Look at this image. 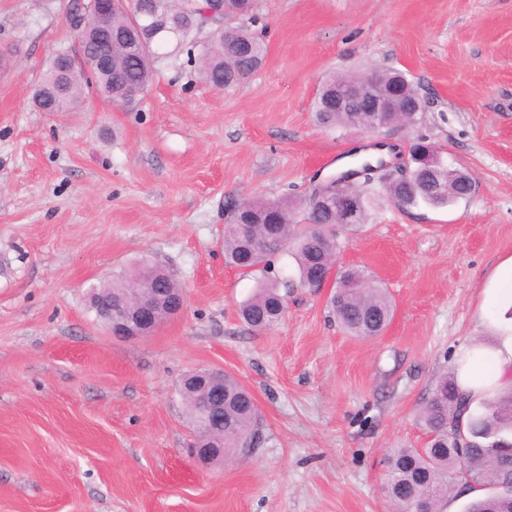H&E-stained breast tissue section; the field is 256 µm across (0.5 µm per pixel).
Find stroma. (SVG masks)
<instances>
[{
  "mask_svg": "<svg viewBox=\"0 0 512 512\" xmlns=\"http://www.w3.org/2000/svg\"><path fill=\"white\" fill-rule=\"evenodd\" d=\"M73 0H0V512H389L381 460L424 447L419 413L458 346L485 340L479 302L512 256V0H257L267 54L218 90L185 54L159 59L127 106L32 103L51 55L75 45ZM404 71L419 125L374 136L318 125L325 77ZM418 135L476 182L448 207L380 188L341 231L337 270L372 273L394 314L347 336L331 288H291L258 332L238 314L252 277L224 262L234 199L299 200L351 153ZM186 292L140 340L96 320L93 287L140 260ZM221 368L253 394L263 437L202 470L176 385Z\"/></svg>",
  "mask_w": 512,
  "mask_h": 512,
  "instance_id": "obj_1",
  "label": "stroma"
}]
</instances>
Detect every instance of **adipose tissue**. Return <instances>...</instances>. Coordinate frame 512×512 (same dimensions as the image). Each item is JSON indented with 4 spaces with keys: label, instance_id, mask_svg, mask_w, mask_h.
Listing matches in <instances>:
<instances>
[{
    "label": "adipose tissue",
    "instance_id": "adipose-tissue-1",
    "mask_svg": "<svg viewBox=\"0 0 512 512\" xmlns=\"http://www.w3.org/2000/svg\"><path fill=\"white\" fill-rule=\"evenodd\" d=\"M506 304L512 305V257L498 265L482 292L479 312L490 343L463 346L455 359L456 382L476 405L512 387V323L495 312Z\"/></svg>",
    "mask_w": 512,
    "mask_h": 512
}]
</instances>
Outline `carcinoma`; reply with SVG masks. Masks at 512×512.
Here are the masks:
<instances>
[{"label": "carcinoma", "instance_id": "obj_1", "mask_svg": "<svg viewBox=\"0 0 512 512\" xmlns=\"http://www.w3.org/2000/svg\"><path fill=\"white\" fill-rule=\"evenodd\" d=\"M208 0H141V12L117 10L114 27L132 32L127 37H112L109 48L112 70L92 79L66 80L48 60L41 84L63 87L60 101L63 112H74L97 84L102 98L114 104L129 103L135 92L145 90L152 81L154 64L160 49L170 41L186 50L188 60L197 64L205 81L217 89L236 86L258 69L265 48L249 23L257 21L254 0H229L224 15L207 13ZM366 82V76L349 74L332 76L322 85L314 102L318 122L325 127L345 126L367 131L388 128L389 121L374 119L369 112H336L325 107V99ZM350 169L339 178L344 183L331 195L316 197L311 192L292 203L287 199L243 197L224 209V260L243 270L257 268L263 280L240 306L242 319L254 329H271L283 318L280 293L282 283L270 275L274 259L289 248L295 259L299 283L304 286L332 265L340 244L335 232L323 228L336 224V198L348 203L352 225L367 221L365 194L370 178L358 183L349 180ZM386 193L399 205L419 203L445 206L469 198L459 182V171H448L439 163L423 174L413 168L409 179L383 185ZM239 224L252 225L250 236L243 237ZM306 228L298 230V225ZM341 276L354 283L352 288H338L330 298L332 310L345 332L360 340L380 336L390 322L394 306L386 290L363 271L350 268ZM154 288H178L179 282L154 263L142 261L132 270L98 290L96 303L114 300L123 288L135 281ZM467 415V433L456 440L452 425ZM420 420L428 436L424 448H391L383 459L382 490L387 501L397 508L408 509L404 502L416 493L427 498L430 512H439L440 504L456 487L458 475L466 473L477 487H492L512 480V391L497 394L480 408L470 409L454 377L442 378L420 411ZM262 419L252 394L234 376L224 374V456L228 459L242 452L248 438L261 436ZM466 512H512V502H503L491 494L472 500Z\"/></svg>", "mask_w": 512, "mask_h": 512}]
</instances>
